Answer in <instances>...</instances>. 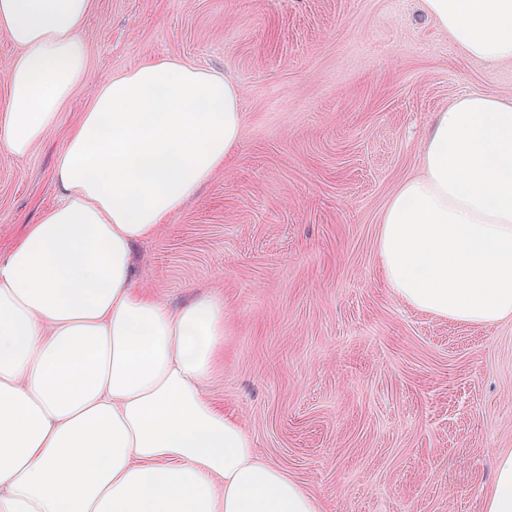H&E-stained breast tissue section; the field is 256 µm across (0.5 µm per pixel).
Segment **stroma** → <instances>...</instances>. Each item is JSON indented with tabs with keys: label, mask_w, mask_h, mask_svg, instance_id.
<instances>
[{
	"label": "stroma",
	"mask_w": 512,
	"mask_h": 512,
	"mask_svg": "<svg viewBox=\"0 0 512 512\" xmlns=\"http://www.w3.org/2000/svg\"><path fill=\"white\" fill-rule=\"evenodd\" d=\"M89 80L30 154L0 152V256L60 200L53 168L94 89L168 59L238 88L242 139L137 275L172 307L223 299L208 388L321 512H483L512 450V320L413 309L378 224L457 97L512 101V63L467 57L421 0H94Z\"/></svg>",
	"instance_id": "1"
}]
</instances>
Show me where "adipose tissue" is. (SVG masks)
<instances>
[{
    "instance_id": "1",
    "label": "adipose tissue",
    "mask_w": 512,
    "mask_h": 512,
    "mask_svg": "<svg viewBox=\"0 0 512 512\" xmlns=\"http://www.w3.org/2000/svg\"><path fill=\"white\" fill-rule=\"evenodd\" d=\"M467 56L512 63V0H422ZM94 0H0L19 54L0 151L28 155L89 79ZM236 86L180 61L95 89L54 167L62 196L0 258V512H320L210 399L221 299L178 308L135 284L154 237L240 144ZM389 197L384 278L416 310L512 319V102L453 100Z\"/></svg>"
}]
</instances>
